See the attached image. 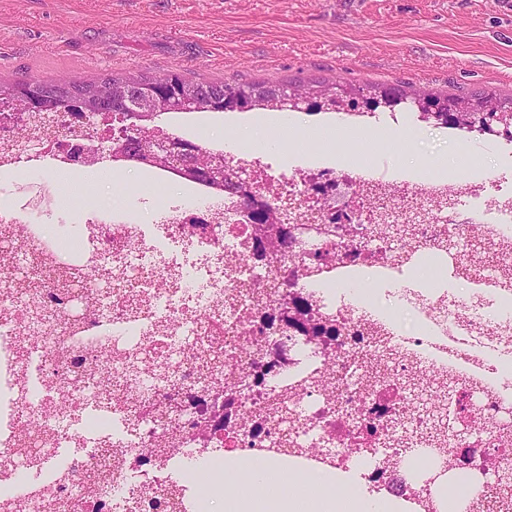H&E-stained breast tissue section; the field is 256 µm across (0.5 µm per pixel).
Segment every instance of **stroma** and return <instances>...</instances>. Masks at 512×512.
I'll return each instance as SVG.
<instances>
[{"mask_svg":"<svg viewBox=\"0 0 512 512\" xmlns=\"http://www.w3.org/2000/svg\"><path fill=\"white\" fill-rule=\"evenodd\" d=\"M176 70L208 81L409 83L512 96V0H0V80ZM409 173L453 154L424 129ZM141 172L95 187L103 205L143 211Z\"/></svg>","mask_w":512,"mask_h":512,"instance_id":"obj_1","label":"stroma"}]
</instances>
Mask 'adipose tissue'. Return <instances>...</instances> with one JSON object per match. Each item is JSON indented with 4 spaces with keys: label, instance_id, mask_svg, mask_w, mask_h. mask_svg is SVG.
Listing matches in <instances>:
<instances>
[{
    "label": "adipose tissue",
    "instance_id": "adipose-tissue-1",
    "mask_svg": "<svg viewBox=\"0 0 512 512\" xmlns=\"http://www.w3.org/2000/svg\"><path fill=\"white\" fill-rule=\"evenodd\" d=\"M303 132L289 129L287 121H252L225 141L229 150L254 148L290 162L302 145ZM333 480L324 475L300 479L294 474L265 467L243 484L241 495L253 501L258 512H389L391 505L354 492L336 496Z\"/></svg>",
    "mask_w": 512,
    "mask_h": 512
}]
</instances>
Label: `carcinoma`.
I'll use <instances>...</instances> for the list:
<instances>
[{"mask_svg": "<svg viewBox=\"0 0 512 512\" xmlns=\"http://www.w3.org/2000/svg\"><path fill=\"white\" fill-rule=\"evenodd\" d=\"M306 94L310 107L327 105L342 109L365 103L371 108L382 104L400 108L415 101L418 111L433 115L441 125L490 130L500 123L486 117L474 120L475 111L487 104L497 112L512 113V97L502 99L495 93L483 92L470 97L432 94L413 86L406 88L375 84L337 88L320 80L304 83L253 81L228 83L186 78L176 71L154 77L119 78L110 76L96 80L73 77L20 80L0 84V100L11 103L19 112H62L77 114L94 112L112 115V154L135 161H146L160 168L180 164L200 184L224 185V153H211L179 138L158 139L153 123L163 116L188 111L224 113L253 109L257 106L283 104L291 92ZM175 144L182 148L181 161L168 158L161 145Z\"/></svg>", "mask_w": 512, "mask_h": 512, "instance_id": "obj_1", "label": "carcinoma"}]
</instances>
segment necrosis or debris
Here are the masks:
<instances>
[{
	"label": "necrosis or debris",
	"instance_id": "obj_1",
	"mask_svg": "<svg viewBox=\"0 0 512 512\" xmlns=\"http://www.w3.org/2000/svg\"><path fill=\"white\" fill-rule=\"evenodd\" d=\"M213 114L158 125V138L223 149ZM359 133L422 128L418 112L363 107L320 114ZM449 142L493 146L498 170L449 189L439 178L381 177L348 163L284 165L272 153L225 152L287 233L266 256L232 191L146 168L149 222L92 198L61 206L57 172L111 164L112 122L70 112H13L0 103V447L41 451L0 469V512H84L75 485L104 486L101 512H154L173 493L193 512L206 493L224 512L236 478L269 463L335 475L396 512H512L487 496L483 461L512 471V129L442 128ZM425 256L450 262L460 289L408 287ZM383 299L362 296L370 280ZM111 284L101 299L97 284ZM299 297L336 328L322 353L274 316ZM51 313L33 327L29 299ZM287 346L272 362L268 346ZM420 376L452 386L472 438L441 437L404 391ZM231 404L207 431L209 397ZM289 411L303 427L288 433ZM203 467L202 488L180 483Z\"/></svg>",
	"mask_w": 512,
	"mask_h": 512
}]
</instances>
